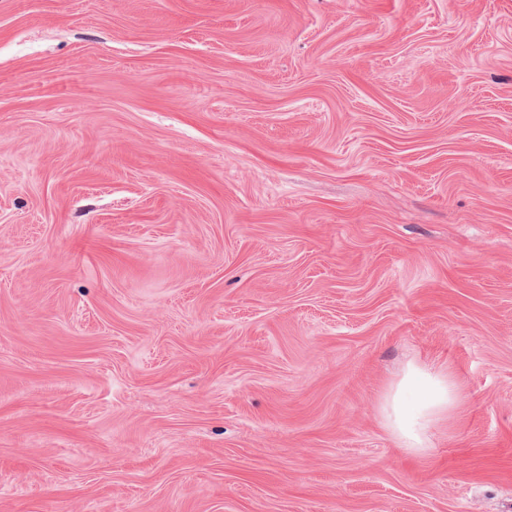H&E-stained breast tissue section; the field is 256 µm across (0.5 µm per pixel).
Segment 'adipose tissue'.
<instances>
[{
	"mask_svg": "<svg viewBox=\"0 0 512 512\" xmlns=\"http://www.w3.org/2000/svg\"><path fill=\"white\" fill-rule=\"evenodd\" d=\"M460 404L453 376L412 362L389 386L380 403L386 429L408 454L421 455L430 448V432L448 420Z\"/></svg>",
	"mask_w": 512,
	"mask_h": 512,
	"instance_id": "ef3b65f1",
	"label": "adipose tissue"
}]
</instances>
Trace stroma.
Masks as SVG:
<instances>
[{
  "label": "stroma",
  "instance_id": "1",
  "mask_svg": "<svg viewBox=\"0 0 512 512\" xmlns=\"http://www.w3.org/2000/svg\"><path fill=\"white\" fill-rule=\"evenodd\" d=\"M0 512H512V0H0ZM459 404L460 393L449 372L411 362L384 393L380 414L400 448L422 455L431 447V430L448 420Z\"/></svg>",
  "mask_w": 512,
  "mask_h": 512
}]
</instances>
